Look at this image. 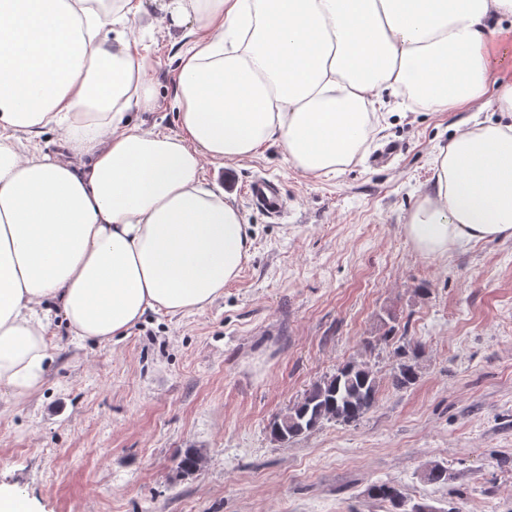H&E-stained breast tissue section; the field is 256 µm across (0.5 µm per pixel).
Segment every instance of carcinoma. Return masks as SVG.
Here are the masks:
<instances>
[{"mask_svg":"<svg viewBox=\"0 0 512 512\" xmlns=\"http://www.w3.org/2000/svg\"><path fill=\"white\" fill-rule=\"evenodd\" d=\"M396 355L399 362L393 368L392 385L398 389L408 388L417 382L418 371L408 358L406 347H397ZM378 393L377 377L366 365L356 362L345 364L308 389L287 413L275 418L269 426L270 435L278 442H287L326 422L356 426L376 406ZM202 462L201 452L188 448L180 455L177 470L191 474L200 469ZM448 478V468L439 463L430 465L423 472V479L429 484H446ZM369 495L389 504L392 512H435L434 507L426 502L408 500L394 483L375 484L369 489Z\"/></svg>","mask_w":512,"mask_h":512,"instance_id":"cac0c4a2","label":"carcinoma"}]
</instances>
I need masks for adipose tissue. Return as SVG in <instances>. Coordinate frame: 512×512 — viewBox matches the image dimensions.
<instances>
[{
	"label": "adipose tissue",
	"instance_id": "adipose-tissue-1",
	"mask_svg": "<svg viewBox=\"0 0 512 512\" xmlns=\"http://www.w3.org/2000/svg\"><path fill=\"white\" fill-rule=\"evenodd\" d=\"M139 0H0V394L42 384L52 354L40 305L76 338H121L146 312L204 310L247 259L244 216L206 188L204 160L279 143L326 176L360 157L370 110L405 95L425 112L494 93L512 114V0H161L186 29L177 132L129 124L150 112L145 57L119 18ZM60 131L62 159L20 152L19 134ZM444 256L512 238V122L473 121L434 159V183L403 224Z\"/></svg>",
	"mask_w": 512,
	"mask_h": 512
}]
</instances>
